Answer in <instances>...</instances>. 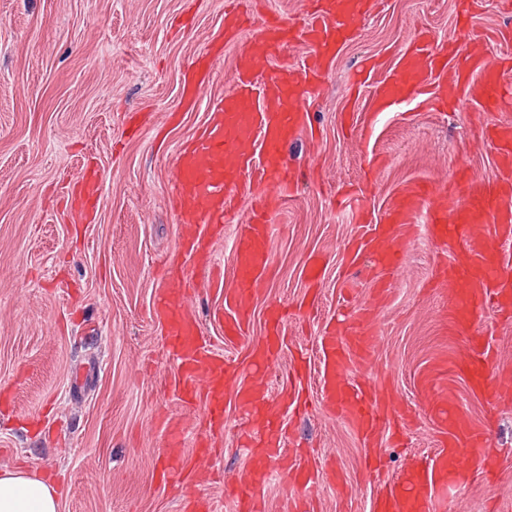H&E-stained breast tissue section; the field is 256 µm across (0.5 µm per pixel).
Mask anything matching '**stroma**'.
<instances>
[{"label": "stroma", "mask_w": 512, "mask_h": 512, "mask_svg": "<svg viewBox=\"0 0 512 512\" xmlns=\"http://www.w3.org/2000/svg\"><path fill=\"white\" fill-rule=\"evenodd\" d=\"M456 0H379L357 22V35L336 58L321 95L308 103L320 137L300 135L285 152L299 175L269 215L271 275L253 305L248 340L229 341L212 316L223 297L194 270L192 306L205 336L225 361L246 366L249 347L266 334L265 309L288 312V345L267 370L278 383L294 354L311 366L318 388L323 327L361 328L372 290H388L370 326L377 362L349 366L348 376L391 391L411 422L403 439L383 447L389 472L410 453L433 450L418 387L424 371L454 361L467 337L447 314L433 273L440 257L425 215L411 228L402 265L376 281L371 263L347 265L362 231L335 189L369 179L367 204L382 218L389 197L415 181H445L459 171L496 176L495 152L477 143L481 125L512 123V112L485 111L462 96L446 110L427 97L377 107L372 87L351 92L364 64L387 68L416 30L432 46L455 36ZM224 0H0V471L22 470L56 485L59 512H180L164 493L160 413L195 434L200 409L164 389L173 361L152 305L161 264L181 260L179 223L169 204L171 165L207 118L233 73L224 48L203 103L186 105L182 77L192 58L223 29ZM470 23L495 35L498 55L512 56V10L501 0H474ZM96 168L101 206L75 224L69 195L81 172ZM320 256L324 273L317 311L304 314L305 265ZM454 404L483 421L488 395L449 370ZM235 387L224 392V430L210 459L219 473L254 462L244 451ZM491 447L503 469L497 485L440 491L435 512H512V404L499 407ZM285 448L314 451L343 472L341 485L320 480L316 512H370L373 486L354 429L322 409L294 417Z\"/></svg>", "instance_id": "obj_1"}]
</instances>
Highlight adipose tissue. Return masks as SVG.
<instances>
[{"label":"adipose tissue","instance_id":"ef3b65f1","mask_svg":"<svg viewBox=\"0 0 512 512\" xmlns=\"http://www.w3.org/2000/svg\"><path fill=\"white\" fill-rule=\"evenodd\" d=\"M55 488L36 477L0 472V512H59Z\"/></svg>","mask_w":512,"mask_h":512}]
</instances>
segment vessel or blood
Here are the masks:
<instances>
[{
    "instance_id": "1",
    "label": "vessel or blood",
    "mask_w": 512,
    "mask_h": 512,
    "mask_svg": "<svg viewBox=\"0 0 512 512\" xmlns=\"http://www.w3.org/2000/svg\"><path fill=\"white\" fill-rule=\"evenodd\" d=\"M242 0H232L224 9V42L236 51L235 68L223 97L210 109L204 126L177 152L173 165L175 191L172 206L181 228L184 252L201 268L216 265L214 243L242 196H250L252 215L234 226L236 286L224 293L225 334L246 336L252 321V305L261 295L270 273L269 234L264 198L257 189H282L291 182L283 145L301 134H313L303 98L318 91L331 71L338 52L357 34L359 15L372 7L371 0H306L297 18L266 19L257 34L246 32ZM308 49L311 63L294 67L278 62L285 47ZM217 62L211 52L199 54L184 75L191 89L190 103L203 97ZM512 59L495 58L470 34L429 50L424 33L410 40L389 75L378 81L373 98L380 103L402 102L426 87L445 103L462 94L479 99L489 112L512 109V82L501 79V70ZM481 137L495 150L499 173L494 180L450 179L447 185L415 182L395 194L386 209L387 223L351 201L364 233L350 248L348 261L357 263L366 254L380 257L386 265L399 267L408 238L407 226L418 213H425L430 237L440 249L456 248L451 264L436 272L448 284V299L458 318L475 322L486 310L500 318H512V262L504 258L512 244V124L482 128ZM100 196L94 180L82 178L77 211L82 219L96 216ZM190 283L183 270L168 267L159 276L154 310L162 322L169 354L177 375L173 388L187 406L202 404L204 424L195 449H188L182 422L167 426V458L162 482L179 497L183 512H196L212 477L205 465L212 454L210 434L224 427V389L237 386L240 414L255 423L260 432L248 433V447L264 448L278 462L280 477L296 479L297 492H304L314 474L281 450L283 425L280 408L296 403L295 391H278L276 410L260 415L268 389L257 376L240 379L236 368L225 363L203 336L189 302ZM319 342V397L332 414L341 416L368 448L381 447L384 437L395 436L405 420L392 413L390 397L368 385L351 382L346 375L349 360L370 363L374 337H346L342 328L327 324ZM472 386L492 392L497 403L512 400V373L497 369L496 357L482 337H471L462 357ZM443 388L433 405V429L438 449L431 456L413 459L397 476L382 482L371 501V512H432L437 491L460 487L470 477L467 447H485L490 440L493 416L461 436L464 421L448 417L446 362H437L422 376L423 394ZM269 470L254 466L224 484L226 499L235 512H264L260 485Z\"/></svg>"
}]
</instances>
